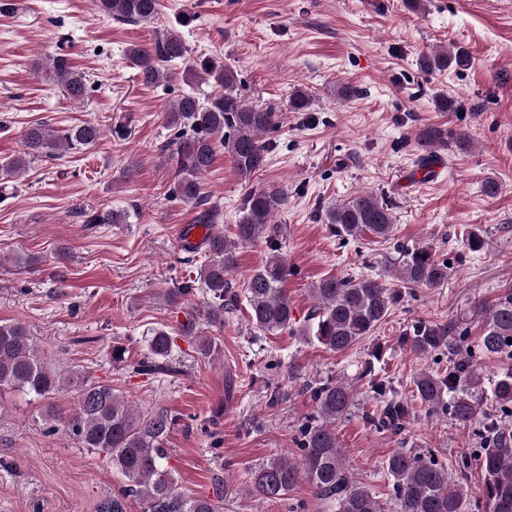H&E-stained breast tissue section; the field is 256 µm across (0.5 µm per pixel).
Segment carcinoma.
<instances>
[{"mask_svg":"<svg viewBox=\"0 0 512 512\" xmlns=\"http://www.w3.org/2000/svg\"><path fill=\"white\" fill-rule=\"evenodd\" d=\"M98 12L129 24H146L159 14L161 0H92ZM194 16L186 13L178 26L159 28L152 38L133 43L126 55L137 69L138 79L146 86H167L178 79L184 83L202 82L212 91L201 97L195 92L180 95L167 113L170 126L179 129L177 137L163 145L160 155L174 170L175 197L192 205H203L200 180L212 166L217 146L224 147L240 176L247 178L266 164L268 143L263 135L280 123L282 109L271 105H248L237 92V72L227 64L209 58L189 57V48L180 27ZM67 45L46 71L47 79L75 103L87 97L86 74L70 65ZM185 64L182 72L173 65ZM465 67L464 50L425 54L419 61L427 72L451 65ZM311 98L304 89L290 94L286 109L305 112ZM103 137L101 125L83 121L60 132L42 123L29 126L22 137L21 151L0 161V174L15 178L31 163L55 158L61 151L86 150ZM427 150L448 144L442 130L428 127L418 135ZM288 202V194L276 185L252 187L245 195L241 217L233 236L212 232L205 239L207 262L201 266L199 283L206 301L195 309L178 328V335L198 341V353L204 359L216 354V342L198 335L200 322L222 323L224 315L237 310L239 295H244L250 324L268 333L298 330L285 283L288 266L276 242L279 227L272 224L277 211ZM130 213H89L87 224H127ZM326 223L336 235L358 238L372 235L388 239L394 229L391 208L369 193H357L327 207ZM267 234L270 256L255 269L237 290L229 276L238 266V250ZM448 262L439 260L427 248L406 250L398 262L394 281L361 276L324 278L312 285L315 306L306 319L305 339L334 353L343 352L373 335L386 321L391 310L403 298V291L433 288L448 281ZM483 318L475 347L484 355L512 354V285L500 290L489 305H475ZM470 332L457 320L434 322L418 320L405 330L401 344L417 355L426 356L443 349H456V358L440 374L421 372L413 380L415 397L432 416L450 417L460 424L475 422L483 415L475 397L481 379L470 370ZM175 336L166 326L153 327L147 339L148 355L138 370L151 373L169 370L168 358ZM363 376L380 396L366 419L375 426L394 432L404 430L408 410L403 404L385 398V387L372 367ZM19 391L44 403L45 414L54 420L60 416L50 402L58 393H71L74 407L64 425L81 447L106 457L112 468L126 480L122 492L112 497L103 512H126L130 497L142 504V512H223L224 495L190 497L180 491L172 469L167 467L169 452L164 448L176 417L166 409L142 415L135 411L112 385L85 371L68 375L58 373L41 358L28 328L20 321H0V393ZM313 412L302 426L299 459L283 454L259 463L249 472L247 490L262 499L275 501L287 495L301 477L314 488L318 498L336 506V512H383V505L371 491L348 475L336 436V420L350 414L354 396L350 387L328 380L305 387ZM497 403L512 405V370L500 374L493 383ZM492 436L476 450L483 475L485 512H512V431L490 425ZM385 476L396 512H472V504L463 488L451 482L448 468L431 458L404 449L394 451L385 461Z\"/></svg>","mask_w":512,"mask_h":512,"instance_id":"carcinoma-1","label":"carcinoma"}]
</instances>
